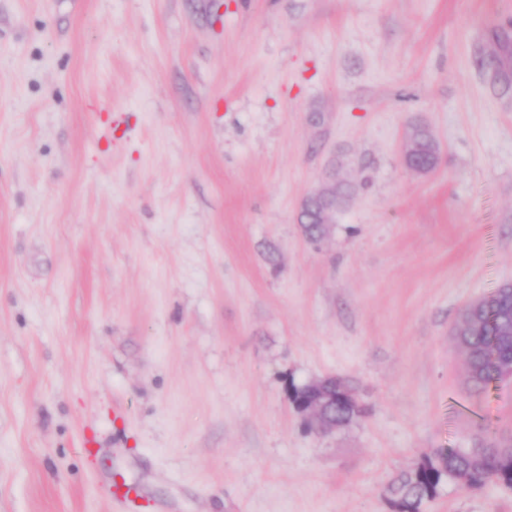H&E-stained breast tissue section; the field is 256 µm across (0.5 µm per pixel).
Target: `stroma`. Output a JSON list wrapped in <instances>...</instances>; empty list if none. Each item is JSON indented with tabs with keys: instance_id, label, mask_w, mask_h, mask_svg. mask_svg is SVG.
I'll list each match as a JSON object with an SVG mask.
<instances>
[{
	"instance_id": "obj_1",
	"label": "stroma",
	"mask_w": 512,
	"mask_h": 512,
	"mask_svg": "<svg viewBox=\"0 0 512 512\" xmlns=\"http://www.w3.org/2000/svg\"><path fill=\"white\" fill-rule=\"evenodd\" d=\"M496 33L512 0H0V512H125L117 482L138 512H392L424 457L512 440V382L471 393L453 336L512 283ZM326 376L367 413L323 432L287 384ZM406 158L409 167L420 173L433 169L438 160V148L430 130L413 125L407 133ZM350 193L348 183L338 182L306 197L299 218L304 232L312 239L322 237L326 231L323 226L326 220Z\"/></svg>"
}]
</instances>
